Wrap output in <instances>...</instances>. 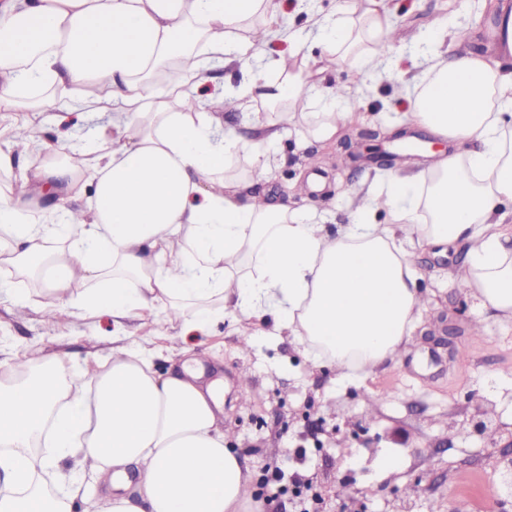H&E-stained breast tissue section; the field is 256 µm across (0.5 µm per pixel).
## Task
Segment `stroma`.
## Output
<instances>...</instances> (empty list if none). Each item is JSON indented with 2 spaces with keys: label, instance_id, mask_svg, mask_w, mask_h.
Wrapping results in <instances>:
<instances>
[{
  "label": "stroma",
  "instance_id": "obj_1",
  "mask_svg": "<svg viewBox=\"0 0 512 512\" xmlns=\"http://www.w3.org/2000/svg\"><path fill=\"white\" fill-rule=\"evenodd\" d=\"M271 26L256 25L250 37L263 57L292 67L305 53L320 54L327 83L351 84L363 100V124L382 126L392 112L410 111L409 85L431 59L426 39L445 22L466 26L471 47L492 53L498 29L493 12L480 0H391L395 61L375 70L352 67L318 43L316 19L343 16L363 0H278ZM30 128L51 145L82 144L97 130L111 129L108 112H82L61 104L29 116ZM298 131L287 127L276 150L281 161L266 184L268 198L314 202L341 223L357 197L384 169L362 153L347 156L340 146L298 149ZM418 286L428 303L398 363L380 368L360 384H336L329 366L314 364L289 336L270 335V321L252 320L254 347L244 351L228 322L214 324L203 341L183 340L164 317L115 323L54 318L34 295L18 301L25 283L0 270V363L26 355L40 363L63 359L71 368L84 360L106 359L113 339L150 352L157 372L184 354L205 364L209 379L223 382L224 426L229 446L259 485L267 469L299 473L321 495L318 512H512L495 473L496 462L512 449V323L480 310L451 279L462 265L459 248L412 250ZM458 330L453 350L432 347L427 333L446 325ZM380 392L376 403L368 390ZM494 409L492 436L475 434L470 419L477 408ZM395 454L399 470L381 476L382 456Z\"/></svg>",
  "mask_w": 512,
  "mask_h": 512
}]
</instances>
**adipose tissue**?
<instances>
[{"label": "adipose tissue", "mask_w": 512, "mask_h": 512, "mask_svg": "<svg viewBox=\"0 0 512 512\" xmlns=\"http://www.w3.org/2000/svg\"><path fill=\"white\" fill-rule=\"evenodd\" d=\"M277 11L276 0H0V112L45 111L67 86L75 108L115 118L80 161L64 145L0 149V176L34 185L0 190V266L33 279L53 311L116 320L160 311L185 335L227 318L249 345L245 321L272 317L273 335L292 336L339 383L405 350L423 307L411 249L466 247L453 281L512 322V8L499 7L494 59L436 55L411 112L393 118L451 150L383 174L332 232L325 214L254 191L272 175L281 126L318 143L342 136L354 94L321 80L322 60L303 57L291 71L271 62L268 76L231 86L262 135L243 177L228 172L242 140L209 97L186 89L242 63L253 18ZM317 26L329 51L369 70L391 23L384 0H365L358 15ZM174 67L182 81L163 83ZM304 97L321 111H298ZM48 195L86 204L58 221ZM382 210L389 223H376ZM76 457L109 487L100 512H253L218 385L188 361L162 375L127 345L76 372L15 357L0 371V512H73L83 477L65 463Z\"/></svg>", "instance_id": "ef3b65f1"}]
</instances>
